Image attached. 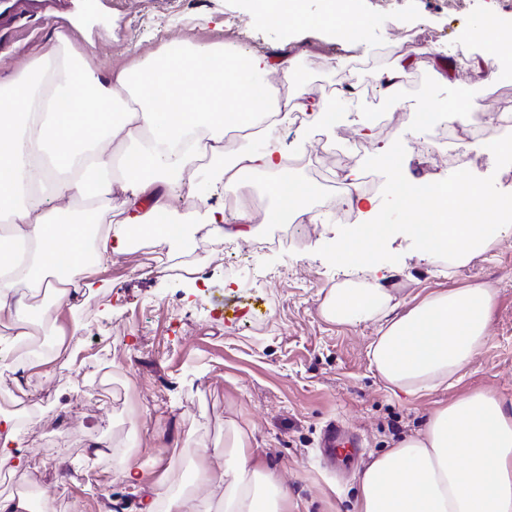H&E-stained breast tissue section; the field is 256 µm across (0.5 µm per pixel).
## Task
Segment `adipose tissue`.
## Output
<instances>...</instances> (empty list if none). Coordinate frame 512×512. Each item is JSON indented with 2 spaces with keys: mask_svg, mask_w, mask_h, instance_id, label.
<instances>
[{
  "mask_svg": "<svg viewBox=\"0 0 512 512\" xmlns=\"http://www.w3.org/2000/svg\"><path fill=\"white\" fill-rule=\"evenodd\" d=\"M272 68L289 81L296 60L284 56L272 66L262 56L182 39L148 62L104 72L57 29L24 70L0 77V213L8 217L10 239L39 254L20 267L0 250V344L26 336L31 300L42 289H54L59 307L95 294L103 267L128 252L134 230H149L154 250L163 252L172 241L170 202L194 193L200 161H207L213 187L226 190L239 187L242 171L274 172L266 222L303 213L315 189L289 176L277 139L224 148L225 128H254L270 112L308 110L324 120L321 103L304 93L274 98L262 80ZM126 97L134 107L120 108ZM118 167L124 176L116 180ZM116 188L125 196L117 214ZM50 195L60 207L48 209ZM77 199L86 203L80 221L69 207ZM147 199L152 209H142ZM391 231L388 224L349 231L343 256L363 275L330 289L320 313L339 326L378 323L367 355L391 391L455 387L485 343L497 291L474 284L407 302L368 263ZM253 440L249 426L228 414L223 468L210 467L204 448L186 486L145 485L128 463L119 475L144 488L145 512H288L290 491L257 462ZM355 512H512V401L473 389L434 407L419 431L366 464Z\"/></svg>",
  "mask_w": 512,
  "mask_h": 512,
  "instance_id": "adipose-tissue-1",
  "label": "adipose tissue"
}]
</instances>
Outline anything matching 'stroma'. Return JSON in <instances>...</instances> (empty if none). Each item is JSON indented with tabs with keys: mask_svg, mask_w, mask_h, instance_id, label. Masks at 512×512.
Here are the masks:
<instances>
[{
	"mask_svg": "<svg viewBox=\"0 0 512 512\" xmlns=\"http://www.w3.org/2000/svg\"><path fill=\"white\" fill-rule=\"evenodd\" d=\"M508 0H358L357 44L334 33L270 28L246 0H69L67 29L92 52L101 71L116 64L147 60L164 44L189 39L197 44L275 57L289 51L299 58L294 83L277 75L268 81L278 95L308 92L322 101L340 71L333 58L347 57L350 73L365 91L347 100L339 126L308 124L281 129L286 143L305 133L304 155L332 145L361 170L366 158L384 153L394 139L406 143L403 174L408 181L432 183L453 173L437 152H421L429 131L421 113L468 94L483 102L512 95L486 65L483 49L467 38L471 25L488 12L512 15ZM23 30L0 29V68L18 70L50 31L51 19L35 14ZM402 28L421 32L433 47L410 50V83L385 98L379 70L404 53L396 41ZM306 208L315 231L300 247L254 248L252 240L216 241L206 287L195 280L146 269L134 253L117 258L103 272L109 294L67 311L83 326L78 345L59 337L69 366L49 377L17 379V363L0 364V386L22 387L40 399L42 419L17 427L16 443L30 466L0 473V494H10L14 478L45 485L50 512H140L144 494L115 476L113 460L130 459L146 482L179 486L186 481L199 445H223L224 412L232 410L254 433L255 456L291 492V512H354L358 482L366 463L419 430L429 411L448 402L453 390L424 395L392 392L369 364L368 347L376 326L339 327L325 321L320 303L330 288L354 278L348 267L331 266L318 255L333 242L343 221L314 196ZM398 263L393 272L406 297L486 284L498 291L485 346L464 370L460 390L489 389L512 399V231L481 259L458 268L422 259L407 235L391 237ZM233 260L226 274L225 260ZM122 340L127 359L104 361L92 335ZM111 365L119 389L99 413L62 419V406L91 397L104 365ZM354 429L364 446L336 473L323 465L318 443L330 421ZM109 443L111 456L90 465L88 449Z\"/></svg>",
	"mask_w": 512,
	"mask_h": 512,
	"instance_id": "stroma-1",
	"label": "stroma"
}]
</instances>
